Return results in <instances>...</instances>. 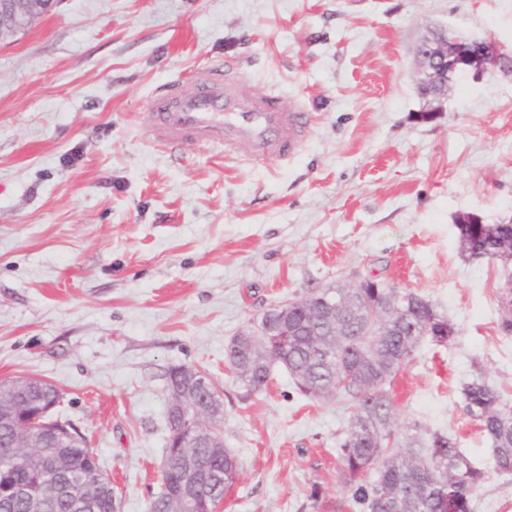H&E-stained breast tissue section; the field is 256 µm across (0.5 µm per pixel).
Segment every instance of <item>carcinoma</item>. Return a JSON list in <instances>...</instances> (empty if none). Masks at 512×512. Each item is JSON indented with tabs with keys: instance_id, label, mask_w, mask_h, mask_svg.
Returning <instances> with one entry per match:
<instances>
[{
	"instance_id": "carcinoma-1",
	"label": "carcinoma",
	"mask_w": 512,
	"mask_h": 512,
	"mask_svg": "<svg viewBox=\"0 0 512 512\" xmlns=\"http://www.w3.org/2000/svg\"><path fill=\"white\" fill-rule=\"evenodd\" d=\"M460 239L471 258H494L492 230L477 225ZM327 291L342 302L345 289ZM327 291L312 290L302 297V304L288 314V331L264 337L269 362L249 375L237 369V378L247 390L261 391L279 365L304 396L350 405L349 427L340 446L348 496L336 504V512H472V492L485 478L484 471L444 434L428 433L417 424L413 434H402L387 392L390 379L420 342L429 336L446 342L453 326L429 300L383 282L379 288L352 289L355 313L346 329L332 335L330 327L304 310V302L317 305ZM385 297L396 306L393 325L378 323L377 314L365 321ZM462 394L464 410L480 422L495 449V471L512 474V404L483 375L468 382ZM51 402H61L59 390L38 378L17 397L27 412ZM9 409L5 404L0 413V471H9L29 488L30 496H0V512H74L70 487L88 477L99 484V493L84 512H115L112 479L99 466L86 436L65 440L44 435L40 449L33 443L14 448ZM238 469L225 448L188 449L168 440L162 489L152 499L150 512H169L173 500L198 477L206 484L192 512H216L236 482Z\"/></svg>"
}]
</instances>
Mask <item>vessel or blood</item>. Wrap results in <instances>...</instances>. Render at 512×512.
<instances>
[{
	"label": "vessel or blood",
	"instance_id": "obj_1",
	"mask_svg": "<svg viewBox=\"0 0 512 512\" xmlns=\"http://www.w3.org/2000/svg\"><path fill=\"white\" fill-rule=\"evenodd\" d=\"M146 126L156 141L217 144L255 160H288L310 131L300 106L272 91L242 93L222 66L193 84H168L151 100Z\"/></svg>",
	"mask_w": 512,
	"mask_h": 512
}]
</instances>
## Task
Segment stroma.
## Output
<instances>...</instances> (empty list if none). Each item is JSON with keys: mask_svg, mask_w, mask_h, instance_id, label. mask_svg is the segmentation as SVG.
I'll use <instances>...</instances> for the list:
<instances>
[{"mask_svg": "<svg viewBox=\"0 0 512 512\" xmlns=\"http://www.w3.org/2000/svg\"><path fill=\"white\" fill-rule=\"evenodd\" d=\"M435 32L512 46V0H54L0 40V382L63 395L112 479L116 512H149L168 435L166 373L204 372L239 476L217 512H316L346 495L350 411L275 368L247 391L225 353L273 305L370 275L452 324L389 395L400 426L451 436L485 481L474 512H512V475L462 409L473 374L512 402L502 266L470 259L457 218L512 220V74L457 78L428 122L417 44ZM245 91L300 103L290 161L170 149L142 116L215 61Z\"/></svg>", "mask_w": 512, "mask_h": 512, "instance_id": "1", "label": "stroma"}]
</instances>
